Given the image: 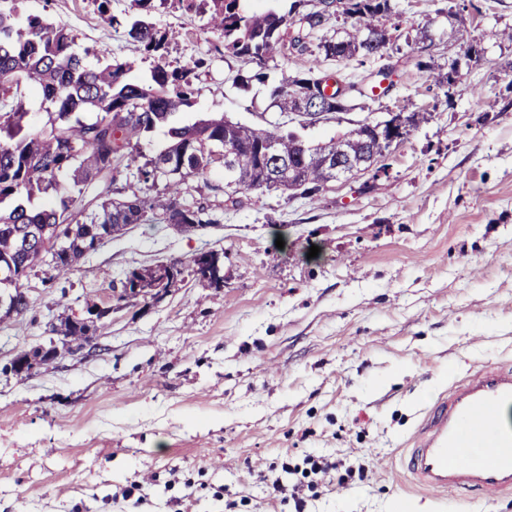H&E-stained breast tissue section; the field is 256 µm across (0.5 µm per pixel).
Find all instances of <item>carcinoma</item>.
<instances>
[{
  "instance_id": "1",
  "label": "carcinoma",
  "mask_w": 512,
  "mask_h": 512,
  "mask_svg": "<svg viewBox=\"0 0 512 512\" xmlns=\"http://www.w3.org/2000/svg\"><path fill=\"white\" fill-rule=\"evenodd\" d=\"M15 0H0V264L22 266L36 258L43 245L34 230L62 233L67 249L52 255L58 276L77 264L88 240L108 239L132 224H222L224 211L240 205L246 194L276 193L292 197L306 184L302 197L319 199L331 179L326 160L336 161L365 152L375 142L373 131L353 127L314 146L285 129L224 124V115L207 114L180 124L178 113L195 105L198 88L192 69L157 64L146 79L131 75L133 65L117 60L90 65L75 52L74 36L42 15L20 20ZM153 0H130L128 35L149 56L161 58L168 34L150 21ZM187 11L209 14L208 24L223 39L224 54L245 57L259 67L249 80L264 82V65L276 57H307L296 74L284 70L272 85V107L286 117L303 101L319 96L308 119L316 113L333 115L348 110L336 102L340 83L355 84L325 73L320 59L369 58L381 52L374 43L395 15L391 0H361L358 17L348 25L329 26L330 16L313 8L317 0H293L288 14L248 12L241 0H176ZM247 80V81H249ZM242 81V84H247ZM35 91L46 120L31 128L27 96ZM163 130L166 144L150 156L140 151L141 140ZM236 150L235 191L227 195L210 178L223 167L224 147ZM277 155L267 156L268 147ZM291 166L288 181L275 178L278 163ZM71 177L62 187L59 177ZM125 184L117 187V180ZM96 184L89 198L84 187ZM53 193L56 201L35 207V196ZM17 275L14 310L0 320L26 311L29 297ZM54 331L70 349H95L85 325L63 313Z\"/></svg>"
}]
</instances>
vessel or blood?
<instances>
[{
    "label": "vessel or blood",
    "mask_w": 512,
    "mask_h": 512,
    "mask_svg": "<svg viewBox=\"0 0 512 512\" xmlns=\"http://www.w3.org/2000/svg\"><path fill=\"white\" fill-rule=\"evenodd\" d=\"M415 484L460 500L512 493V367L455 379L425 412L401 457Z\"/></svg>",
    "instance_id": "1"
}]
</instances>
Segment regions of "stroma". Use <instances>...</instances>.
<instances>
[{"mask_svg": "<svg viewBox=\"0 0 512 512\" xmlns=\"http://www.w3.org/2000/svg\"><path fill=\"white\" fill-rule=\"evenodd\" d=\"M465 26L451 34L448 5ZM383 53L323 70L365 84L394 71L385 95L352 99L306 126L312 142L390 113H424L385 158L386 177L334 183L325 199L249 195L224 221L180 234L133 224L64 278L24 280L29 309L0 322V512H512V496L457 502L417 491L400 452L431 400L458 376L512 362V0H392ZM172 31L166 63L192 68L200 93L182 123L226 114L275 119L267 84L239 85L254 62L217 52L207 19L153 0ZM96 62L99 50L155 64L96 0H18ZM478 47L479 58L466 55ZM458 60L455 86L419 72ZM283 247H276V239ZM317 257H309L311 246ZM220 255L224 285L188 276L160 302L141 300L99 324L92 352L62 353L17 375L19 354L48 344L67 297L110 302L132 269ZM315 455L364 480H320L296 509L285 468ZM284 490L272 492V480Z\"/></svg>", "mask_w": 512, "mask_h": 512, "instance_id": "35a3bbf8", "label": "stroma"}]
</instances>
